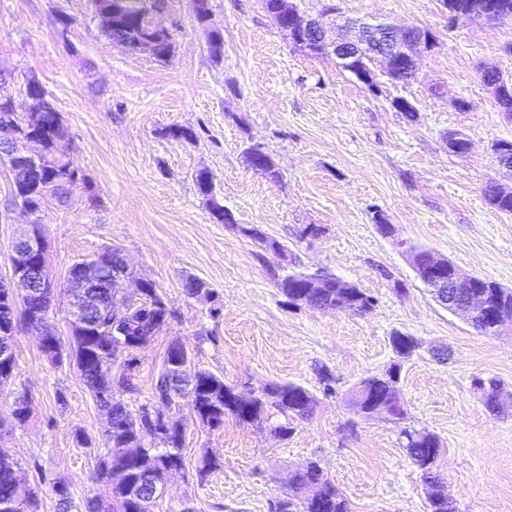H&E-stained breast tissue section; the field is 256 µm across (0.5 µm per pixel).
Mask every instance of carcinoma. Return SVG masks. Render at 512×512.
I'll return each mask as SVG.
<instances>
[{"label":"carcinoma","mask_w":512,"mask_h":512,"mask_svg":"<svg viewBox=\"0 0 512 512\" xmlns=\"http://www.w3.org/2000/svg\"><path fill=\"white\" fill-rule=\"evenodd\" d=\"M93 12H106L115 16L113 25L106 37L113 46L129 53L138 51L139 43L146 38L158 41L155 59L165 63L174 53L172 34L158 36L151 27L149 12L141 6L142 0H89ZM196 24L207 32L208 50L212 57L223 55L221 33L211 28L212 16L209 5L193 8ZM47 109L43 112L40 134L44 141V167L39 181L32 184L23 194V204L28 208L35 225L43 201L49 197L66 199L79 181L80 171L68 156L66 142L68 130L60 112L53 104L46 89H40ZM199 193L213 217L219 224L232 223V214L224 208L213 191V180L201 172L196 176ZM488 203L499 211L512 213V195L503 197L490 188L484 191ZM309 271L298 268L277 277V287L291 305L303 304L322 311L336 310V289L325 288L319 294H308L301 299V280ZM144 298L125 312L121 326L127 336L126 352L122 355L112 349V337L95 336L87 341H73L69 352L63 345L49 357L59 362L68 356L73 363L83 385L92 395L97 406L109 417V438L111 447L101 460L97 480L108 490L112 504H105L99 498H90L84 504V512H151L152 503H140L131 492L140 476L152 471L160 478L171 464H182L183 430L177 423L167 427L158 426V431L150 436V443L144 442L140 428L145 421L147 404L142 403L132 410L123 400V393L132 390V371L137 366L131 352L146 346L153 336V326H164L173 318L174 312L158 297L154 283L143 280ZM470 291L479 295L487 292L492 296L491 312L473 318L470 325L487 336L497 335V319L505 317L512 323V290L481 277H475ZM8 308L0 297V336H15L18 324L30 325L31 317L24 308H15L10 321H3L4 309ZM391 344L397 361L385 370L361 380L367 395L379 399L386 396V382L400 379L402 362L409 360L419 342L412 336L395 332ZM475 387L482 391L485 407L492 413L500 406L501 384L495 378L475 381ZM165 392L171 399L185 400L203 425L215 428L224 424L228 415L242 421H254L265 408L275 410L285 418L272 425L279 436L286 437L291 432L288 420H306L313 413L314 395L303 386L295 383L274 384L262 394L242 393L224 384V379L211 373L196 371L191 366L162 369L155 377L152 394ZM403 448L409 459L423 472L433 469L440 453L439 438L426 430L403 429ZM307 482L318 485L317 505L307 503L299 497L300 486ZM290 494L277 500L274 512H351L350 503L339 492L336 485L324 476L323 470L314 460L307 461L300 468L288 473ZM32 498L27 479L18 470H0V512H26Z\"/></svg>","instance_id":"cac0c4a2"}]
</instances>
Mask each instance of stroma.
I'll return each mask as SVG.
<instances>
[{
	"mask_svg": "<svg viewBox=\"0 0 512 512\" xmlns=\"http://www.w3.org/2000/svg\"><path fill=\"white\" fill-rule=\"evenodd\" d=\"M302 16L327 5L345 20H377L429 30L415 80L374 72L378 92L343 71L331 56L294 48L261 0H210L224 37L211 57L192 0H170L163 18L175 36L165 63L126 53L104 36L89 0H0V52L20 76L0 85L18 95L22 74L35 72L69 131V153L87 183L66 201L48 198L42 229L56 279L107 246L119 248L136 277L154 283L176 317L137 351L129 404L151 398L168 345L184 341L191 366L223 377L238 391L297 383L316 398L310 419L288 436L260 418L199 424L187 404L172 420L185 432L181 470L153 512H271L286 496L288 473L318 460L351 512H428L430 489L406 455L401 427L434 433L441 489L456 512H512V331L480 334L441 308L410 267L402 244L445 256L466 274L512 288V214L483 195L487 183L512 188L493 146L512 140V118L500 112L480 78L484 64L512 77V22H449L444 0H295ZM72 19L60 34L58 14ZM408 101L405 116L396 100ZM174 127L192 138L171 136ZM463 133L466 153L448 147ZM261 146L281 178L251 169L243 150ZM208 171L233 214L216 223L195 175ZM10 174L0 163V279L11 274L9 246L28 222L10 209ZM392 227L381 232L378 221ZM318 234H310L308 225ZM259 227L286 246L283 257L247 234ZM297 263L328 270L375 300L366 314L289 305L271 275ZM211 294L192 297L187 280ZM420 342L398 384L404 425L362 419L343 397L361 379L395 361L390 338ZM448 350L436 362L433 346ZM16 365L0 392V446L36 492L28 512H57L56 483L74 507L105 495L93 476L110 443L106 417L72 364L50 363L29 329L14 342ZM330 373L331 386L321 375ZM502 385L503 411L491 414L474 385ZM29 418L11 425L16 397ZM216 461L199 478L202 458Z\"/></svg>",
	"mask_w": 512,
	"mask_h": 512,
	"instance_id": "obj_1",
	"label": "stroma"
}]
</instances>
